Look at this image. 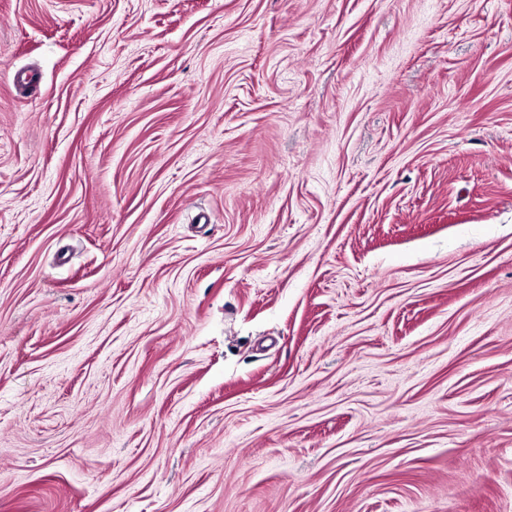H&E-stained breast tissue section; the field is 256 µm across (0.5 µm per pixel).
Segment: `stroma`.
Masks as SVG:
<instances>
[{
  "label": "stroma",
  "instance_id": "35a3bbf8",
  "mask_svg": "<svg viewBox=\"0 0 512 512\" xmlns=\"http://www.w3.org/2000/svg\"><path fill=\"white\" fill-rule=\"evenodd\" d=\"M0 512H512V0H0Z\"/></svg>",
  "mask_w": 512,
  "mask_h": 512
}]
</instances>
